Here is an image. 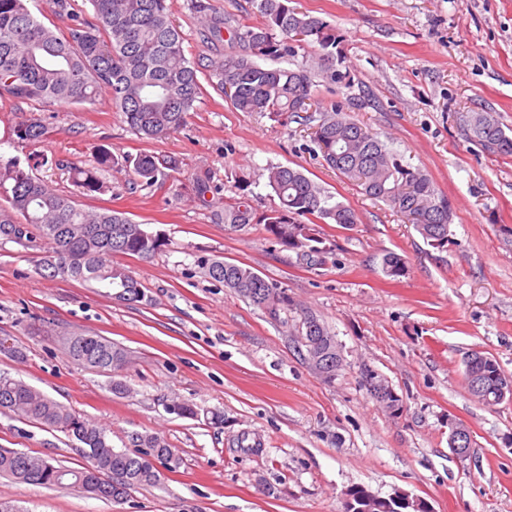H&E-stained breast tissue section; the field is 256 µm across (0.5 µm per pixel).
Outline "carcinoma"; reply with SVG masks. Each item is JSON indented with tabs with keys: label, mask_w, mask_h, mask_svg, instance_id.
<instances>
[{
	"label": "carcinoma",
	"mask_w": 512,
	"mask_h": 512,
	"mask_svg": "<svg viewBox=\"0 0 512 512\" xmlns=\"http://www.w3.org/2000/svg\"><path fill=\"white\" fill-rule=\"evenodd\" d=\"M30 0H0V94L43 109L58 103L95 104L102 96L122 113L129 128L141 138L157 140L187 127L189 113L201 94L199 63L183 48L186 35L171 18L167 0H89L91 13H79L72 0H52L61 27H50L32 11ZM262 21L230 25L227 17L208 0H194L206 39L220 41L224 32L239 51L207 59L206 68L232 107L239 112L269 118L288 115L296 122L318 120L314 142L327 166L364 195L384 202L435 248L449 241L452 207L420 168L402 163L374 133L350 119L344 107L315 105L314 73L309 67L295 70L258 63L294 51L301 44L317 45V66L338 82L346 79L336 69V34L320 17L296 11L291 0H250ZM319 113L314 117L311 112ZM474 140L491 153L512 156V136L489 115L470 117ZM50 134L41 119H21L10 136L21 143H36ZM179 167L172 156L141 153L118 158L101 151L89 166L69 167L72 181L87 192L105 190L98 172L123 170L133 180L149 185ZM267 185L279 200L275 208L258 214L244 198L224 201V223L234 226L263 224L278 242L293 249L309 248L306 255H320L327 248L310 246L312 225L358 223L354 209L336 199L302 170L284 165L267 168ZM0 197L9 210L0 208V237L23 247L39 236L50 245L40 259V274L48 278H72L117 289L120 298L136 301L143 296L140 283L112 266V256L147 257L164 245L163 235L133 222L125 214L79 207L71 197L56 192L32 175V168L13 157L0 160ZM214 281L236 292L250 304L278 321L294 306L286 290L266 280L244 263L212 260L206 263ZM384 273L391 278L408 274L407 261L396 253L383 258ZM300 317L317 322L313 337L305 338V360L326 380L336 377V367L318 361L324 355L336 359V336L313 313ZM78 363L92 368L121 370L125 351L102 336H90L70 350ZM465 383L481 373L487 395L480 402L496 405L497 386L512 376L497 361L474 351L464 359ZM0 412L64 434L86 451L90 465L67 469L24 450L0 448V475L17 482L61 487L65 482L84 487L95 474L122 473L125 481L112 494L90 493L96 499L121 504L130 491L152 487L161 476L147 457L173 469L179 465L174 449L156 436L134 433V450L112 448L106 430L72 409L48 398L21 380L0 374Z\"/></svg>",
	"instance_id": "1"
}]
</instances>
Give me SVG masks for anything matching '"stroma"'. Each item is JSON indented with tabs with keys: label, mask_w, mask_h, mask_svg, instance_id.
I'll list each match as a JSON object with an SVG mask.
<instances>
[{
	"label": "stroma",
	"mask_w": 512,
	"mask_h": 512,
	"mask_svg": "<svg viewBox=\"0 0 512 512\" xmlns=\"http://www.w3.org/2000/svg\"><path fill=\"white\" fill-rule=\"evenodd\" d=\"M329 22L346 83L319 79L326 104L344 103L403 163L425 169L453 206L452 241L428 245L387 205L371 200L323 162L312 125L236 111L199 70L202 94L186 130L158 141L133 133L108 98L51 108V136L8 140L33 115L0 100V158L48 156L38 175L82 207L124 212L160 232L147 257L118 255L114 266L142 285L130 302L89 282L47 279L35 266L46 245L0 240V373L24 380L105 428L118 450L134 433L174 448L179 466L155 487L116 505L78 488H48L0 477V501L32 512H345L360 485L387 497L403 491L433 512H512V401L485 407L465 388L463 360L479 350L512 374V156L489 153L468 119L490 113L512 134V0H294ZM189 59L230 50L203 43L190 0H169ZM362 98V106L349 98ZM180 161L164 182L128 183L102 172L107 189L88 193L69 163L101 150ZM296 166L350 205L351 227L317 225L330 253L310 262L263 225L224 222L226 199L247 196L256 212L277 206L269 165ZM212 192L197 197V180ZM409 266L394 280L383 257ZM207 259L245 263L313 312L336 336L344 365L325 381L305 360L291 327L271 320L222 283ZM95 334L124 348L118 372H94L65 342ZM384 375L403 400L389 414L361 382L363 367ZM126 391H112L113 381ZM194 404L198 415L170 412ZM221 414L223 423L212 420ZM471 434L468 456L448 446L449 421ZM0 448L34 451L68 468L83 465L62 433L0 413Z\"/></svg>",
	"instance_id": "35a3bbf8"
}]
</instances>
